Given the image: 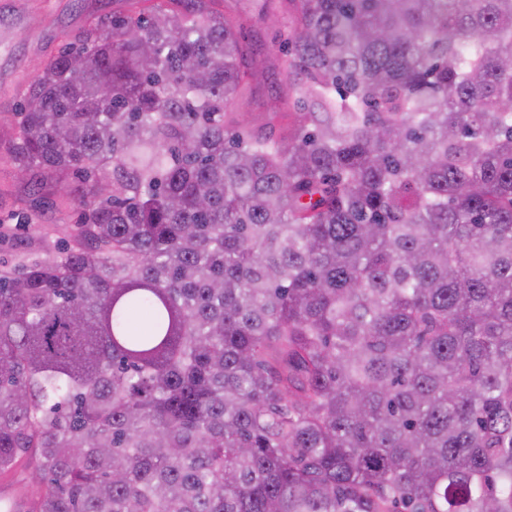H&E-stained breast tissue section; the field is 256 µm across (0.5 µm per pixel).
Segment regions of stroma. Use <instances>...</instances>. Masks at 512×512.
<instances>
[{
    "mask_svg": "<svg viewBox=\"0 0 512 512\" xmlns=\"http://www.w3.org/2000/svg\"><path fill=\"white\" fill-rule=\"evenodd\" d=\"M115 9L116 0H0V125L13 120L26 87L45 61L81 34L93 17ZM240 28L254 63L249 90L235 110L255 128L267 113L285 112L295 104L288 95V61L279 49L275 20L246 13ZM26 197L25 182L9 164H0V265L55 257L73 233L75 209L50 195L39 214L32 216L24 204Z\"/></svg>",
    "mask_w": 512,
    "mask_h": 512,
    "instance_id": "obj_1",
    "label": "stroma"
}]
</instances>
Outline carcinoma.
Returning a JSON list of instances; mask_svg holds the SVG:
<instances>
[{
	"mask_svg": "<svg viewBox=\"0 0 512 512\" xmlns=\"http://www.w3.org/2000/svg\"><path fill=\"white\" fill-rule=\"evenodd\" d=\"M288 135L223 0H126L9 137L0 474L25 512H512V0H279ZM27 197L25 181L15 176L13 167L0 163V262L14 267L31 261L53 258L70 240L77 220L75 209L50 195L39 215L30 221L22 202ZM30 223V224H28Z\"/></svg>",
	"mask_w": 512,
	"mask_h": 512,
	"instance_id": "cac0c4a2",
	"label": "carcinoma"
}]
</instances>
